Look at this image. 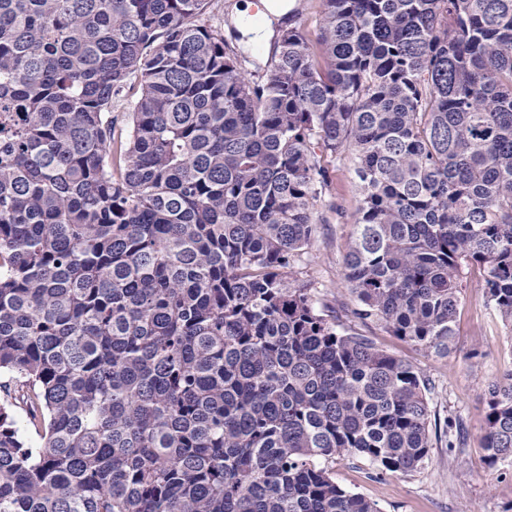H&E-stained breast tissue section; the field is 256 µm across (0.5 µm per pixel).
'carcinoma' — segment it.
<instances>
[{"label":"carcinoma","instance_id":"cac0c4a2","mask_svg":"<svg viewBox=\"0 0 512 512\" xmlns=\"http://www.w3.org/2000/svg\"><path fill=\"white\" fill-rule=\"evenodd\" d=\"M213 2L0 0V512H380L329 463L417 469L429 388L294 277L327 156L355 321L446 357L476 265L512 327V0H322L323 67ZM488 396L495 469L512 370ZM244 0H215L213 7L204 16V22L212 28L221 29L228 40L235 45H242V40L237 42L234 39L231 40L229 34L228 22L232 23V13L237 3ZM272 20L268 19L265 14H263V20L261 23H253L250 20V16H243L242 18V27L244 29L243 34L245 36H249L250 40L254 44H259L262 40H268L273 35L272 30ZM124 95V93H123ZM119 96L115 104V108L112 112V121L114 123L115 135L119 137L120 134L125 136L129 129V112H130V101L135 98L133 92L123 97Z\"/></svg>","mask_w":512,"mask_h":512}]
</instances>
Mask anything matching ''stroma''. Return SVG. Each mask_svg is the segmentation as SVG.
I'll list each match as a JSON object with an SVG mask.
<instances>
[{"instance_id":"obj_1","label":"stroma","mask_w":512,"mask_h":512,"mask_svg":"<svg viewBox=\"0 0 512 512\" xmlns=\"http://www.w3.org/2000/svg\"><path fill=\"white\" fill-rule=\"evenodd\" d=\"M329 172L331 186L313 213L319 233L295 274L311 283L319 305L347 325L356 302L343 280L344 259L360 184L350 153L331 158ZM455 330L456 350L445 359L378 328L366 331L378 345L417 367L430 386V409L438 422L456 421L465 430L460 448L449 449L444 440L435 442L425 463L405 475H377L359 457L333 463L337 483L375 502L380 512H512V466L489 470L480 443L489 411L486 388L512 369V327L489 305L479 267H470L466 274Z\"/></svg>"}]
</instances>
